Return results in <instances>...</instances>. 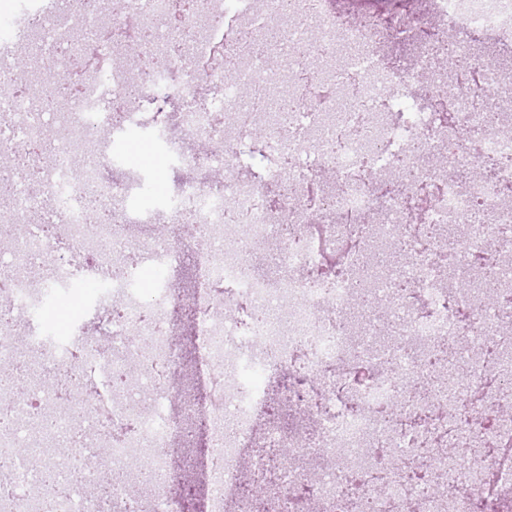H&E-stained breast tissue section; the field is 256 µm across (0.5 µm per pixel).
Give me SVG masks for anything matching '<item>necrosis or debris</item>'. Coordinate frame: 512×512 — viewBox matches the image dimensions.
I'll return each instance as SVG.
<instances>
[{"instance_id": "necrosis-or-debris-1", "label": "necrosis or debris", "mask_w": 512, "mask_h": 512, "mask_svg": "<svg viewBox=\"0 0 512 512\" xmlns=\"http://www.w3.org/2000/svg\"><path fill=\"white\" fill-rule=\"evenodd\" d=\"M0 22V144L36 182L0 167V299L34 316L75 283L105 278L111 302L61 340L34 322L18 352L0 320L9 462L0 512H191L173 464L181 425L169 385L179 254L191 245L199 424L210 440L203 512H505L512 503V0H430L393 25L344 23L323 0H199L169 29L171 0H122L109 13L45 18L39 0ZM417 45L387 60L381 33ZM491 40L492 63L473 52ZM29 50L53 74L20 79ZM214 108L174 112L193 87ZM160 139L207 142L178 154L203 172L169 205L165 237H130L148 188L116 167L112 112ZM225 171L223 183L210 174ZM81 177H74V170ZM113 177H106V170ZM436 193L422 210L423 187ZM96 197L107 224L85 221ZM191 213L184 241L178 216ZM151 265L165 273L138 286ZM496 304H485L486 293ZM66 387L44 390L55 371ZM282 387L302 428L274 419ZM76 449L91 495L69 487L54 449ZM284 448L278 469L254 447ZM319 460L304 473L308 454Z\"/></svg>"}]
</instances>
